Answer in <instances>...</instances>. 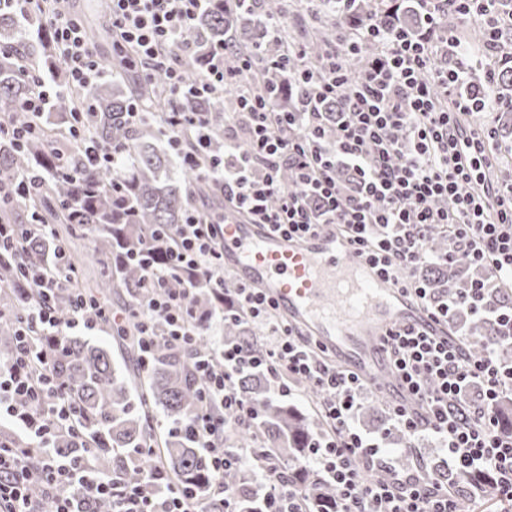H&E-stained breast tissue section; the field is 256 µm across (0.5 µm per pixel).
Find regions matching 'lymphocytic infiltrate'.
I'll list each match as a JSON object with an SVG mask.
<instances>
[{
  "instance_id": "f902f5d3",
  "label": "lymphocytic infiltrate",
  "mask_w": 512,
  "mask_h": 512,
  "mask_svg": "<svg viewBox=\"0 0 512 512\" xmlns=\"http://www.w3.org/2000/svg\"><path fill=\"white\" fill-rule=\"evenodd\" d=\"M210 2L108 0L113 49L165 90L160 122L168 149L254 223L295 235L321 224L341 225L358 256L419 299L434 321H447L452 313L495 319L501 335L478 352L468 350L462 333L439 339L411 328L390 330L386 353L421 407L391 403L387 414L408 442L435 438L448 453L449 471L489 482L501 507L512 512V433L498 415L499 405L512 398V363L497 354L500 344L512 343V307L492 309L485 301L487 286L512 283V183L491 174L497 160L493 127L462 121L463 115L505 106L496 92L495 68H484L473 81L470 60L512 43V12L500 11L497 0H415L426 29L414 34L389 25L371 5L361 18L351 19L348 10L358 0H342L345 11L331 27L330 47L319 63H308L304 47L295 44L277 57L288 74V92L296 97L284 112L274 97L251 87L250 76L266 62L260 52L231 59L227 45H214L203 56L197 82L184 86L173 47ZM4 10L50 32L65 80L30 73L31 92L22 108L32 120L23 127L1 121L0 140L23 145L59 97L76 94L80 101L65 139L79 146L84 168L112 166L118 151L98 144L92 106L84 97L104 77L105 66L81 18L68 0H0ZM445 13L479 21L480 46L463 45L453 29L441 27ZM365 42L376 52L356 81H349V61ZM229 87L235 90V109L224 115V149L217 152L210 147L208 113L184 111L182 100L188 95L210 100ZM329 101L339 107L336 116L323 110ZM286 170L293 175L288 184L282 180ZM430 225L448 237L443 261L461 258L483 272L450 298H437L417 276L433 260L421 235ZM164 234L168 260L162 267L144 264L149 291L134 311L143 372L151 370L156 320L165 322L170 342L192 346L200 325L192 296L200 282L223 290L225 305L269 331L261 353L226 341L194 359L202 396L185 429L209 459V493L223 499L224 512H240L236 493L224 485V472L231 468L256 467L264 487L261 512H307L309 502L305 486L283 480L278 461L253 463L249 449L225 442L254 419L253 397L236 384L241 373L252 370L266 373L283 398L299 381L319 392L328 429L312 438L303 461L337 488L326 512H460L447 483L425 468L380 477L386 463L379 441L354 423L367 384L333 364L296 325L277 319L275 301L244 286L225 287L223 210L191 206L184 222L167 226ZM12 265L19 271L13 290L22 306L9 315L18 327L16 344L0 357V419L12 436L11 442L0 441V512H85L87 502L102 498L111 500L112 512H204L196 490L165 488L160 470L149 472L157 493L130 485L116 494L96 470L76 467L53 450L55 436L79 430L76 410L52 369L65 336L121 319L82 297L69 318H60L47 299L75 278L77 268L59 252L58 274L50 276L29 260L16 225L2 223L0 267ZM172 269L188 276L186 287L176 292L165 287ZM217 409L224 416L220 424L213 415ZM34 448L40 451L35 459ZM35 482L46 503L32 501L28 488Z\"/></svg>"
}]
</instances>
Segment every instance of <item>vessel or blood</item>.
<instances>
[{
	"label": "vessel or blood",
	"instance_id": "vessel-or-blood-1",
	"mask_svg": "<svg viewBox=\"0 0 512 512\" xmlns=\"http://www.w3.org/2000/svg\"><path fill=\"white\" fill-rule=\"evenodd\" d=\"M224 220V264L238 284L276 300L338 367L357 374L379 396L410 402L381 340L394 327L446 336L448 325L431 320L419 300L359 258L339 225L322 224L298 237L229 209Z\"/></svg>",
	"mask_w": 512,
	"mask_h": 512
}]
</instances>
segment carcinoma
<instances>
[{
    "label": "carcinoma",
    "mask_w": 512,
    "mask_h": 512,
    "mask_svg": "<svg viewBox=\"0 0 512 512\" xmlns=\"http://www.w3.org/2000/svg\"><path fill=\"white\" fill-rule=\"evenodd\" d=\"M221 7L202 11L193 27L183 32L178 43L188 49L182 54L184 84L193 85L198 75L200 51L209 44L231 41L238 53L256 47L248 31L260 16L271 17L277 6L272 0H250L239 7L223 0ZM381 10L388 19L420 32L425 24L411 3L400 7L384 0ZM14 18L0 13V120L16 125L30 121L21 108L29 95L31 83L23 66H37L46 70L51 65L52 43L45 34L34 44L14 41ZM328 37L322 33L311 37L305 46L309 58L324 53ZM498 94L512 91V65H497ZM284 76L280 69L270 65L261 72L260 88L288 105L283 93ZM94 112V133L105 146L124 149L114 169L86 172L73 180L54 171L57 159L52 148L63 139V128L54 120L42 123L36 136L23 148L8 141L0 142V184L12 183L20 175L42 173L37 187L26 196H18L0 204V221L14 222L24 215L28 220L57 225L53 233L33 237L27 244V254L38 259L62 249L74 259V247L80 241L90 243V251L98 275L84 273L66 287L58 289L51 302L56 312L69 316L76 298H93L100 304L109 300L112 292L122 291L131 300L139 298L144 284V271L135 261H126V255L143 251L153 233L170 224H180L190 204L188 190L196 189V196L211 193L200 180L197 171L181 165L162 140L161 125L145 119L130 125L124 118L128 107L140 100L155 111L163 109V100L157 85L136 83L130 75L101 82L87 90ZM234 96L221 100L198 101L187 97L183 108L188 112L211 113V148L224 147V113L232 111ZM121 179L127 186L126 201L116 206L112 200V181ZM423 236L435 252L447 248L444 234L436 227H427ZM468 265L463 260L450 264H435L422 270V277L441 295L453 294L467 288L471 279ZM193 307L197 314L208 315L224 311V296L216 290L200 286L194 293ZM201 327L194 345L182 348L164 339L159 340L152 353V369L148 381L140 386L127 368L112 363V351L105 342L67 336L64 338L66 355L55 364L56 379L78 409L81 436L62 435L54 446L63 456L79 467L90 466L110 480L115 490L144 482L148 468H159L165 482L191 487L205 494L212 477L203 453L183 430V422L197 408L201 398V380L193 356L210 350ZM138 322L128 319L116 335L133 349L137 348ZM224 333L229 339L249 352L261 350L262 343L253 324L228 314L224 319ZM500 334L497 323L479 319L471 323L470 348L480 350L486 342ZM238 387L259 399L256 403L258 421L240 428L232 445L236 448H257L270 458L299 460L309 438L316 430L325 428L318 412L306 414L292 405L278 402L270 395L272 381L257 373L244 372L237 379ZM161 411L169 419L162 435L153 427L154 412ZM162 445V451L153 458L142 457L137 449L146 442ZM288 478L300 480L311 490V508L317 503L336 498V486L318 478L296 465L288 469ZM224 486L240 495L241 512H259L262 498L250 477L239 469L224 472Z\"/></svg>",
    "instance_id": "1"
}]
</instances>
